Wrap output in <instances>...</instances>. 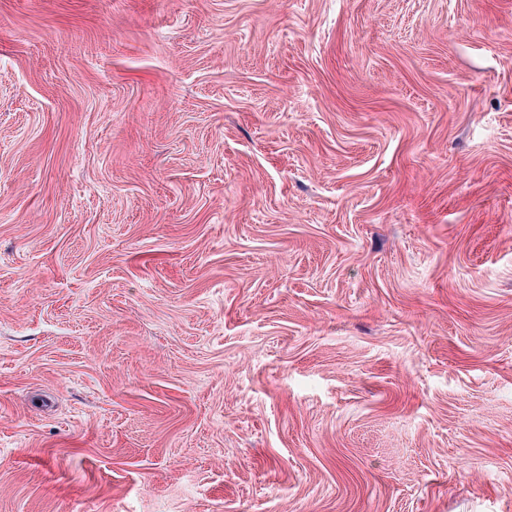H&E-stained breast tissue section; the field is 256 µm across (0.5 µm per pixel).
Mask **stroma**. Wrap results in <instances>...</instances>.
<instances>
[{
    "label": "stroma",
    "mask_w": 512,
    "mask_h": 512,
    "mask_svg": "<svg viewBox=\"0 0 512 512\" xmlns=\"http://www.w3.org/2000/svg\"><path fill=\"white\" fill-rule=\"evenodd\" d=\"M0 512H512V0H0Z\"/></svg>",
    "instance_id": "35a3bbf8"
}]
</instances>
